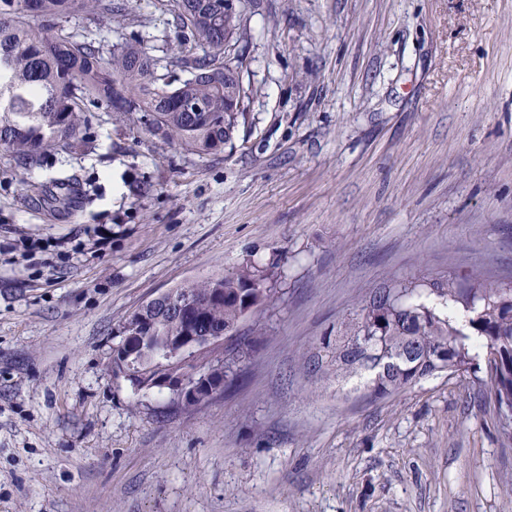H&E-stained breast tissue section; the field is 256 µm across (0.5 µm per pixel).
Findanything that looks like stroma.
Masks as SVG:
<instances>
[{
	"label": "stroma",
	"instance_id": "35a3bbf8",
	"mask_svg": "<svg viewBox=\"0 0 512 512\" xmlns=\"http://www.w3.org/2000/svg\"><path fill=\"white\" fill-rule=\"evenodd\" d=\"M118 2V34L186 78L174 0ZM241 8L223 151L113 112L81 151L0 150V512H512L483 356L380 398L305 370L387 279L512 276V0ZM250 263L278 292L241 327L238 386L184 412L113 377L122 317Z\"/></svg>",
	"mask_w": 512,
	"mask_h": 512
}]
</instances>
